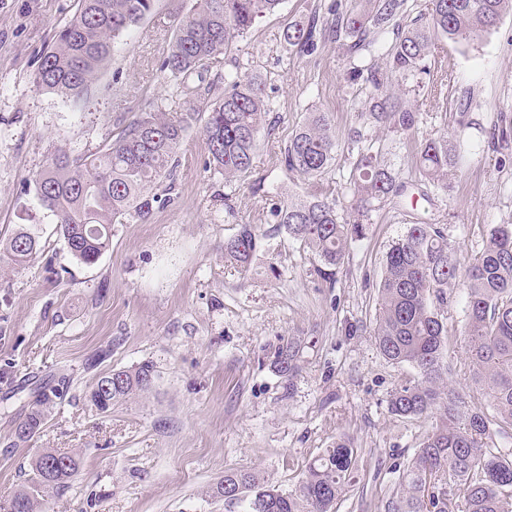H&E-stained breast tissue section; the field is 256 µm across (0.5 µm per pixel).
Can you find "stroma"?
<instances>
[{"instance_id": "1", "label": "stroma", "mask_w": 512, "mask_h": 512, "mask_svg": "<svg viewBox=\"0 0 512 512\" xmlns=\"http://www.w3.org/2000/svg\"><path fill=\"white\" fill-rule=\"evenodd\" d=\"M332 2L284 0L204 79H190L214 97L234 66L264 78L272 128L235 194L226 196L223 176L206 169L204 136L192 128L177 151L168 206L147 222L115 225L111 247L87 266L70 257L29 182L57 147L92 152L154 106L177 111L176 90L158 62L191 2L155 0L151 14L116 44L91 96L76 102L37 89L33 74L78 0H0V237L24 224L41 233V251L29 263L0 260V512L31 478L30 458L49 448L80 451L83 466L65 492L47 497L45 512H227L212 494L225 472L255 471L291 490L307 464L342 438L357 450L356 481L337 512H386L434 420L388 410L391 390L417 373L386 361L374 344L383 259L415 222L446 225L449 247L465 262L482 249L490 225L512 224V144L490 137L500 116L512 120V14L481 41L441 42L427 62L423 80L441 82L442 94L415 138L453 135L456 102L466 96L477 123L448 191L374 214L367 239L352 244L331 285L313 275L314 254L265 219L271 204L291 193L349 201L346 150L318 180L288 175L280 162L307 112L329 113L341 141L361 123L345 46L321 37L313 53L302 54L284 39L289 25L311 13L327 18ZM374 135L412 193H420L415 139L384 129ZM243 224L264 231L245 271L224 263V242ZM464 304V288L451 290L448 365L470 398L480 390L465 354ZM291 337L302 348L289 381L270 361ZM107 346L110 358L85 369ZM144 361L158 371L151 390L105 414L90 408L85 392L97 373ZM59 372L73 378L68 393L38 434L11 447L14 422L31 401L24 384ZM92 498L98 505L91 509Z\"/></svg>"}]
</instances>
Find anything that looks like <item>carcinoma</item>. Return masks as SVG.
<instances>
[{
    "label": "carcinoma",
    "instance_id": "1",
    "mask_svg": "<svg viewBox=\"0 0 512 512\" xmlns=\"http://www.w3.org/2000/svg\"><path fill=\"white\" fill-rule=\"evenodd\" d=\"M430 12L410 17L409 0H352L336 4L326 31L345 42L349 79L361 83L360 126L348 132V153L356 154L349 175L350 210L336 199L310 195L272 204L278 231L301 242L317 256L313 273L333 285L350 244L367 237L373 213L402 196L405 185L384 159L385 144L376 127L409 136L429 103L422 91L426 60L448 40H479L512 13V0H430ZM283 0H193L179 20L159 69L180 89V111L160 107L143 112L102 148L73 155L60 147L32 178L40 206L50 213L74 260L92 265L108 250L116 224L147 221L168 201L165 180L177 167L176 154L187 131L202 123L207 167L224 175V187L251 173L267 104L261 74L237 66L224 74V94L205 98L186 80L209 71L213 61L246 35ZM73 19L43 52L34 73L39 89L75 100L88 96L115 43L152 11L154 0H79ZM319 18L297 22L285 33L300 53L316 48ZM394 35L387 40L388 35ZM387 58L379 68L373 59ZM471 101H462L453 138H428L416 145L415 164L422 181L448 191L456 168ZM338 142L327 112H310L281 149V165L304 179H321L336 159ZM264 236L259 224H242L224 242V261L250 267ZM0 251L21 265L40 251L37 225L30 224L0 241ZM466 290V355L485 401H465L448 380V324L443 306L448 289ZM379 309L373 336L380 354L392 364H410L418 379L399 383L389 394L391 414L410 419L436 416L399 476L387 512H512V450L496 437L512 434V224H494L481 252L463 263L448 249L441 224H409L389 248L378 286ZM301 340L278 347L271 365L293 379ZM147 361L100 374L85 394L100 414L148 391L155 381ZM71 376L49 375L32 388L33 400L14 421L11 447L32 439L46 413L62 398ZM357 449L340 439L307 465L295 489L269 485L254 472L228 471L212 493L235 512H336L354 479ZM79 451H46L32 461L34 478L18 490L7 512H40V499L61 493L81 468Z\"/></svg>",
    "mask_w": 512,
    "mask_h": 512
}]
</instances>
